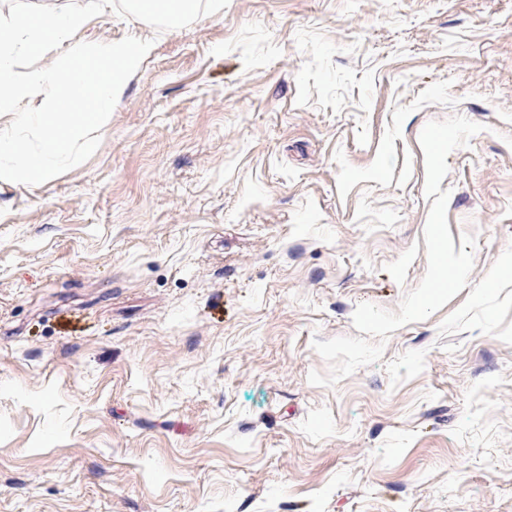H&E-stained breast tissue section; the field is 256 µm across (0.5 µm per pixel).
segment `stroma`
I'll return each instance as SVG.
<instances>
[{
  "label": "stroma",
  "instance_id": "stroma-1",
  "mask_svg": "<svg viewBox=\"0 0 512 512\" xmlns=\"http://www.w3.org/2000/svg\"><path fill=\"white\" fill-rule=\"evenodd\" d=\"M152 40L84 163L0 180V512H512V0H229ZM469 284L423 280L428 122Z\"/></svg>",
  "mask_w": 512,
  "mask_h": 512
}]
</instances>
